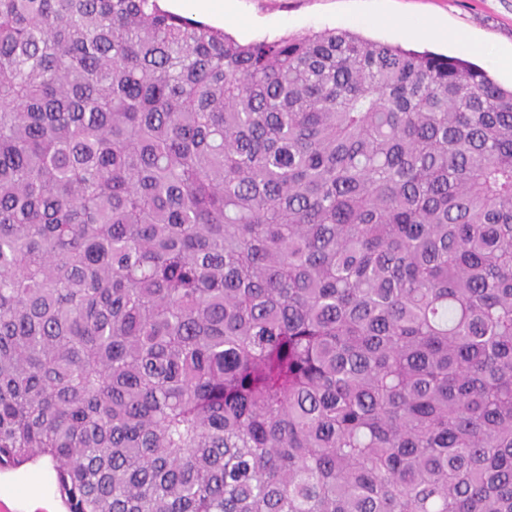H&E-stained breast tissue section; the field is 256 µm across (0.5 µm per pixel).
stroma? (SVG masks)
I'll list each match as a JSON object with an SVG mask.
<instances>
[{
    "label": "stroma",
    "instance_id": "stroma-1",
    "mask_svg": "<svg viewBox=\"0 0 512 512\" xmlns=\"http://www.w3.org/2000/svg\"><path fill=\"white\" fill-rule=\"evenodd\" d=\"M422 17L437 19L444 35L413 36L397 24ZM217 26L243 43L349 29L406 49L452 56L460 50L451 33L463 29L488 48L486 55L472 56V63L512 86V66L506 63L512 57V0H224ZM0 512H65L50 463L0 472Z\"/></svg>",
    "mask_w": 512,
    "mask_h": 512
}]
</instances>
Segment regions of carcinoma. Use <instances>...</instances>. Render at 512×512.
<instances>
[{
    "label": "carcinoma",
    "mask_w": 512,
    "mask_h": 512,
    "mask_svg": "<svg viewBox=\"0 0 512 512\" xmlns=\"http://www.w3.org/2000/svg\"><path fill=\"white\" fill-rule=\"evenodd\" d=\"M42 459L68 512H512V88L0 0V470Z\"/></svg>",
    "instance_id": "cac0c4a2"
}]
</instances>
